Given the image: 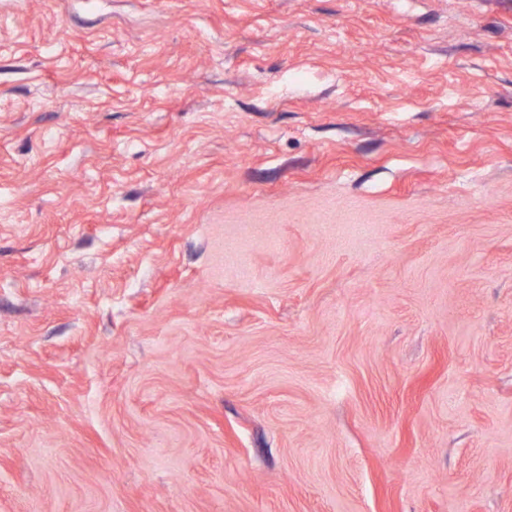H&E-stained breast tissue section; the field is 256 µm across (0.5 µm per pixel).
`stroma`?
I'll return each mask as SVG.
<instances>
[{
	"label": "stroma",
	"instance_id": "stroma-1",
	"mask_svg": "<svg viewBox=\"0 0 512 512\" xmlns=\"http://www.w3.org/2000/svg\"><path fill=\"white\" fill-rule=\"evenodd\" d=\"M0 512H512V0H0Z\"/></svg>",
	"mask_w": 512,
	"mask_h": 512
}]
</instances>
